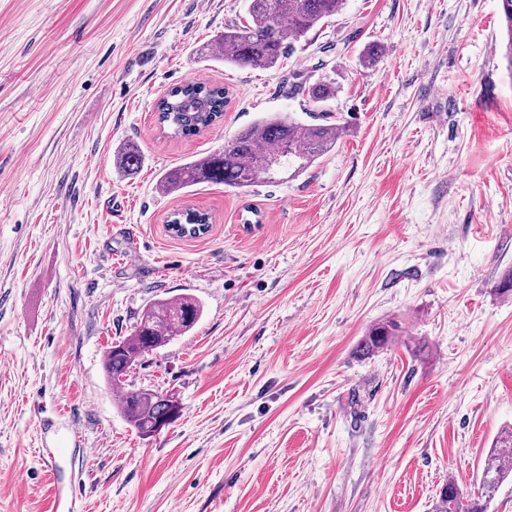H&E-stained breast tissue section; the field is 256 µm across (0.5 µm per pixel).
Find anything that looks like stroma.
<instances>
[{
    "label": "stroma",
    "mask_w": 512,
    "mask_h": 512,
    "mask_svg": "<svg viewBox=\"0 0 512 512\" xmlns=\"http://www.w3.org/2000/svg\"><path fill=\"white\" fill-rule=\"evenodd\" d=\"M245 17V0H0V512H53L72 480L65 512H431L448 480L477 489L512 426L499 0H345L275 69L200 55ZM198 77L226 89L224 117L172 137L157 104ZM320 80L344 133L307 170L160 190L259 117L311 121L298 86ZM176 212L208 232L170 234ZM186 294L199 322L127 378L183 407L143 437L103 356ZM389 319L401 336L360 355ZM142 159L138 147L129 145L115 155V168L125 176H133L139 173Z\"/></svg>",
    "instance_id": "stroma-1"
}]
</instances>
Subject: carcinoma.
<instances>
[{"label": "carcinoma", "instance_id": "cac0c4a2", "mask_svg": "<svg viewBox=\"0 0 512 512\" xmlns=\"http://www.w3.org/2000/svg\"><path fill=\"white\" fill-rule=\"evenodd\" d=\"M344 0H247V17L224 28V33L206 45V56L228 64L272 70L287 58L293 42L307 35L325 19L341 10ZM504 22V55L512 72V0H500ZM308 100L322 104L334 97L328 82L299 86ZM224 88L191 81L171 88L160 99L159 121L174 135L189 137L216 124L224 116ZM343 134L339 125L304 123L271 115L240 130L224 148L166 172L159 187L168 193L199 184H222L229 188L276 183L278 176L297 173L330 152ZM142 166V153L130 145L115 155L118 172L133 176ZM202 315L201 304L191 296L158 299L145 307L132 333L111 345L104 355L109 385L119 391L120 411L142 436L151 437L159 427L176 420L182 405L174 394L153 390L125 389L127 376L138 359L165 345L175 336L191 331ZM393 321L374 325L363 340V349L373 352L388 346L397 336ZM512 481V430L506 431L485 458L478 491L465 496L455 481L442 489L432 512H488L501 485Z\"/></svg>", "mask_w": 512, "mask_h": 512}]
</instances>
